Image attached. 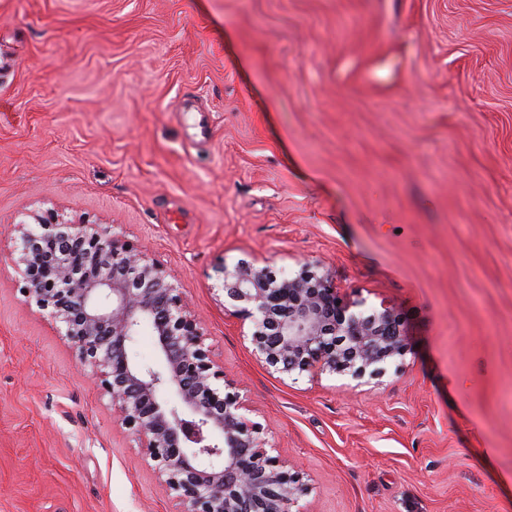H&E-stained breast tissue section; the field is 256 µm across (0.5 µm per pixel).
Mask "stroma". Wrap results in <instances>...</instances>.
<instances>
[{"mask_svg":"<svg viewBox=\"0 0 512 512\" xmlns=\"http://www.w3.org/2000/svg\"><path fill=\"white\" fill-rule=\"evenodd\" d=\"M48 210L171 271L310 512H512V0H0V512H176L22 291ZM241 260L394 308L404 355L267 370Z\"/></svg>","mask_w":512,"mask_h":512,"instance_id":"35a3bbf8","label":"stroma"}]
</instances>
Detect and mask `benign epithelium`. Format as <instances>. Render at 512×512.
<instances>
[{"label":"benign epithelium","mask_w":512,"mask_h":512,"mask_svg":"<svg viewBox=\"0 0 512 512\" xmlns=\"http://www.w3.org/2000/svg\"><path fill=\"white\" fill-rule=\"evenodd\" d=\"M33 219L17 260L24 292L49 311L180 512H309L300 504L307 486L266 449L170 271L99 224L54 211ZM224 297L251 321L256 358L281 375L316 366L380 374L379 364L405 352L392 308L357 311L311 270L278 276L239 261L224 267ZM145 324L157 340L154 366L129 356Z\"/></svg>","instance_id":"benign-epithelium-1"}]
</instances>
